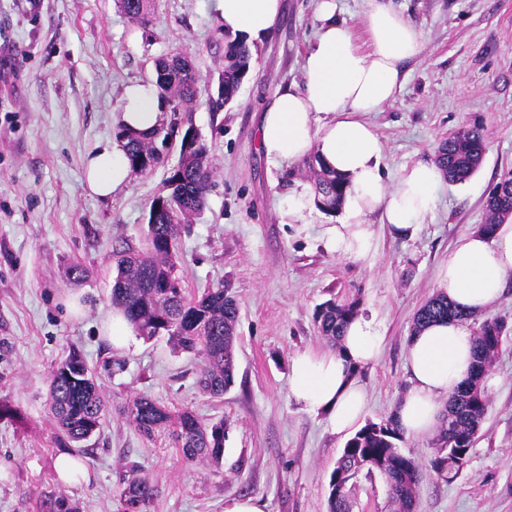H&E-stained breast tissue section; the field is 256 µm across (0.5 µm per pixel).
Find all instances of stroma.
<instances>
[{
	"label": "stroma",
	"instance_id": "1",
	"mask_svg": "<svg viewBox=\"0 0 512 512\" xmlns=\"http://www.w3.org/2000/svg\"><path fill=\"white\" fill-rule=\"evenodd\" d=\"M273 35L258 43L235 100L214 112L224 69L217 0H152L147 27L133 24L118 0H0V401L21 420H0V512H51L65 497L80 512H119L126 468L142 467L156 488L148 512H224V501L257 496L267 512H328L330 473L344 444L326 414L289 396V361L329 346L314 321L334 296L355 297L382 331L379 360L359 371L366 420L394 414L409 383L406 341L416 310L440 284L455 241L486 222V199L512 172V0H394L421 34L396 98L368 113L389 180L439 141L473 126L487 150L462 183H443L413 238L375 224V248L362 261L329 252L322 240L337 213L312 209L288 221V205L308 177L298 163L272 162L258 131L264 107L282 87L301 85L317 28V0H282ZM191 53L199 75L192 123L207 141L216 173L206 206L184 225L176 249L188 295L230 284L239 306L237 373L223 398L197 384L198 360L166 337L108 333L113 252L142 248L150 205L180 159L171 146L152 171L131 175L110 197L89 195L83 161L116 138L126 87L154 78L155 59ZM89 276L76 281L70 265ZM85 311L71 317L67 295ZM506 322L486 388L490 404L469 459L446 479L428 471L433 435L404 439L423 464L417 512H512V291L467 323ZM78 347L96 372L109 407L81 457L84 473L58 480L60 455L46 405L48 377ZM146 396L203 421L229 419L221 466L188 463L168 439L141 436L117 409ZM352 512H389L379 475H359Z\"/></svg>",
	"mask_w": 512,
	"mask_h": 512
}]
</instances>
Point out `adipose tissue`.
<instances>
[{
  "mask_svg": "<svg viewBox=\"0 0 512 512\" xmlns=\"http://www.w3.org/2000/svg\"><path fill=\"white\" fill-rule=\"evenodd\" d=\"M365 2L370 53L359 50L350 27L337 18L335 0H319V26L305 57L302 85L280 89L259 128V145L269 159L295 162L313 153L345 177L342 219L323 235L330 252L353 261L374 249L371 214H378L393 236H415L434 208L443 179L435 163L418 161L403 168L395 186L387 184L380 142L363 116L395 99L404 83L405 62L419 52L420 33L393 0ZM217 11L226 31L251 44L273 32L281 0H217ZM163 107L155 82L130 84L119 122L149 133ZM130 176L123 141L86 158L90 194L111 195ZM439 280L449 299L473 314L499 299L512 287V219L497 225L493 234L461 236ZM383 344L373 320L359 316L347 326L340 348L296 354L290 360L293 400L307 412L328 414L336 435H352L366 406L365 389L354 373L372 365ZM406 352L409 389L395 418L405 435L418 437L437 427L443 399L466 377L473 337L464 323L437 322L411 334Z\"/></svg>",
  "mask_w": 512,
  "mask_h": 512,
  "instance_id": "1",
  "label": "adipose tissue"
}]
</instances>
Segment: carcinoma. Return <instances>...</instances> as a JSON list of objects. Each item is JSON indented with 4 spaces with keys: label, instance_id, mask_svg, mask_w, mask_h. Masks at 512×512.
<instances>
[{
    "label": "carcinoma",
    "instance_id": "obj_1",
    "mask_svg": "<svg viewBox=\"0 0 512 512\" xmlns=\"http://www.w3.org/2000/svg\"><path fill=\"white\" fill-rule=\"evenodd\" d=\"M128 18L147 26L150 0H120ZM253 59L252 48L232 34L224 33V70L219 77L217 98L211 109L221 111L232 103ZM157 86L169 111L192 124L198 76L187 54L159 58L154 63ZM171 137L169 127L159 126L144 136L121 129L117 138L125 147L132 172L143 173L162 162L163 146ZM486 139L478 127L450 133L440 140L436 164L444 178L462 183L474 175L484 160ZM214 164L205 141L180 142V162L165 179V193L157 196L149 215L146 246L127 248L114 254L115 277L111 303L126 318L133 332L145 340L159 336L178 352L201 358L198 385L206 394L219 398L235 382L236 326L238 304L231 289L224 285L207 288L199 298L185 296L180 262L176 253L179 224L200 213L206 202ZM308 176L315 190V201L324 211L334 212L341 205L344 179L324 166L318 157L308 162ZM489 221L479 226L484 234L512 215V172L495 185L486 204ZM359 313V302L332 297L319 304L315 319L321 335L331 347L340 344L344 330ZM472 314L458 309L446 293L433 294L415 313L411 331L430 322L456 319L466 322ZM506 330L502 320L483 321L474 332V363L468 377L449 397L435 439V453L428 467L439 476L454 478L467 458L486 415L489 399L485 380ZM48 411L61 448H82L97 433L108 407L94 372L83 353L71 349L52 371L48 385ZM119 414L148 440L167 435L183 458L195 464L218 465L224 458L226 420L203 422L194 411H175L146 396H136L119 408ZM394 417L368 422L345 444L330 474L328 512H352V480L359 473H378L384 479L392 512H416L421 467L404 454ZM156 488L139 475L133 464L120 492L121 512H146Z\"/></svg>",
    "mask_w": 512,
    "mask_h": 512
}]
</instances>
